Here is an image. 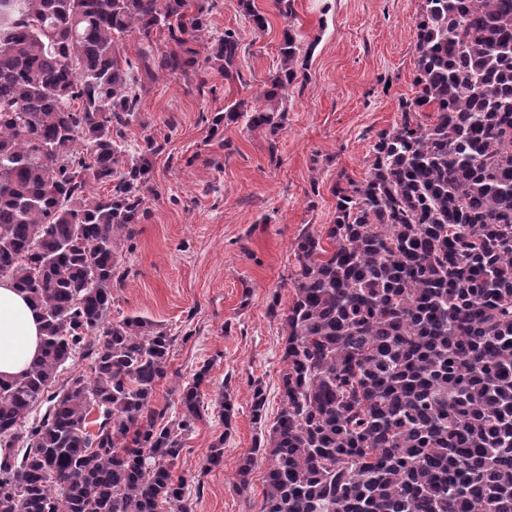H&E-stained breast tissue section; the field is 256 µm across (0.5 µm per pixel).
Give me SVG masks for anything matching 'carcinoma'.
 Masks as SVG:
<instances>
[{
	"instance_id": "obj_1",
	"label": "carcinoma",
	"mask_w": 512,
	"mask_h": 512,
	"mask_svg": "<svg viewBox=\"0 0 512 512\" xmlns=\"http://www.w3.org/2000/svg\"><path fill=\"white\" fill-rule=\"evenodd\" d=\"M238 5L265 29L255 0ZM210 11L0 0V277L45 330L41 357L0 380V512H191L171 469L207 369L169 421L154 394L173 337L144 317L105 320L150 172V145L119 170L140 111L130 75L195 66L188 44ZM161 27L180 52L156 56ZM417 30L400 124L378 133L362 181L336 185L326 235L296 241L261 512H512V0H423ZM131 32L133 61L119 47ZM240 48L226 29L207 61L228 79ZM280 56L269 105L238 103L225 120L281 129L277 101L298 79L289 28ZM91 181L110 194L87 202ZM77 354L91 375L48 393Z\"/></svg>"
}]
</instances>
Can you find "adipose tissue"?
I'll return each instance as SVG.
<instances>
[{
	"label": "adipose tissue",
	"instance_id": "obj_1",
	"mask_svg": "<svg viewBox=\"0 0 512 512\" xmlns=\"http://www.w3.org/2000/svg\"><path fill=\"white\" fill-rule=\"evenodd\" d=\"M44 334L38 311L11 280H0V379L25 372L39 356Z\"/></svg>",
	"mask_w": 512,
	"mask_h": 512
}]
</instances>
